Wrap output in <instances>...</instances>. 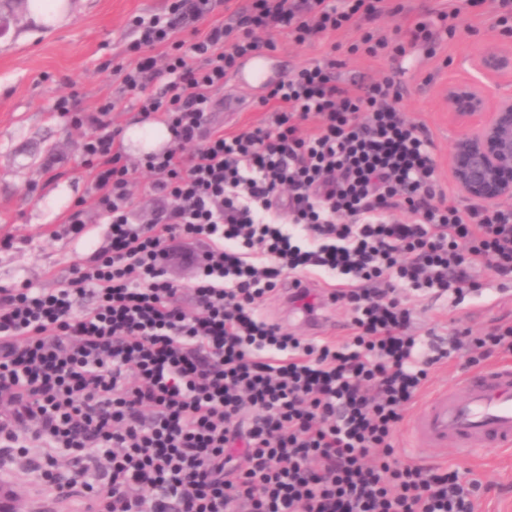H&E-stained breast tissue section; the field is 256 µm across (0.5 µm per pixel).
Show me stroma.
Segmentation results:
<instances>
[{"instance_id":"35a3bbf8","label":"stroma","mask_w":512,"mask_h":512,"mask_svg":"<svg viewBox=\"0 0 512 512\" xmlns=\"http://www.w3.org/2000/svg\"><path fill=\"white\" fill-rule=\"evenodd\" d=\"M170 0H78L68 21L59 26H38L29 16L11 21L0 38V288L31 281L55 287L69 277L73 264L85 256L91 243L101 241L106 224L87 225L82 238L66 236L60 219L79 200H90L88 170L81 154L82 130L71 126L68 112L91 114L105 93L132 99L115 71L128 66L134 35L130 20L137 15L167 12ZM393 14L369 22L354 17L342 30L323 41L299 45L287 32L273 34L269 53L271 79H278L299 65L336 53V75L349 83L385 75L398 76L404 86L401 106L408 120L425 124L436 146L437 178L440 186L462 209L469 203L459 197L448 172L455 130L439 106L441 87L449 77L472 74V64L488 45L512 40V29L496 23L497 0H484L478 7L459 0L456 35L440 38L434 52L419 49L406 59L374 58L350 52L360 33L393 34L410 23L426 21L432 12L448 7V0H391ZM263 87L241 86L226 81L220 100L251 101V108L227 116L217 108L211 119L232 131L264 124L268 112L258 108ZM64 112H57V104ZM474 278L481 291L470 294L461 305L451 298L431 300L404 293L413 311V331L424 336L435 333L449 338L454 327L480 333L492 319L512 325V300L500 301L497 290L512 289V279L487 269ZM425 465H453L468 479L488 486L479 512H512V452L485 448L470 455L455 450H424L413 456ZM15 489L21 512H68V503L56 500L55 492L36 485L30 474L17 473Z\"/></svg>"}]
</instances>
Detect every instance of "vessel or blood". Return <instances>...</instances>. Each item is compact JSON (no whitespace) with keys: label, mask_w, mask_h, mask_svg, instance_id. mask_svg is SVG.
Masks as SVG:
<instances>
[{"label":"vessel or blood","mask_w":512,"mask_h":512,"mask_svg":"<svg viewBox=\"0 0 512 512\" xmlns=\"http://www.w3.org/2000/svg\"><path fill=\"white\" fill-rule=\"evenodd\" d=\"M413 448L455 445L463 454L512 448V363L471 370L453 388L426 397L411 418Z\"/></svg>","instance_id":"b4317fda"}]
</instances>
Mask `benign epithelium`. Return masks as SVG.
<instances>
[{
    "label": "benign epithelium",
    "instance_id": "obj_1",
    "mask_svg": "<svg viewBox=\"0 0 512 512\" xmlns=\"http://www.w3.org/2000/svg\"><path fill=\"white\" fill-rule=\"evenodd\" d=\"M474 67L484 81L451 79L440 91L456 129L448 166L459 193L479 205L512 200V94L499 92L512 75V50L488 46Z\"/></svg>",
    "mask_w": 512,
    "mask_h": 512
}]
</instances>
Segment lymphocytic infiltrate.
I'll use <instances>...</instances> for the list:
<instances>
[{"instance_id": "1", "label": "lymphocytic infiltrate", "mask_w": 512, "mask_h": 512, "mask_svg": "<svg viewBox=\"0 0 512 512\" xmlns=\"http://www.w3.org/2000/svg\"><path fill=\"white\" fill-rule=\"evenodd\" d=\"M209 11L173 0L131 22L121 81L143 117L162 116L168 147L128 164L112 126L120 96L72 118L88 128L81 149L108 230L56 287L0 289V471L25 464L58 499L103 512H477V482L403 459L395 442L437 365L466 348L511 356L512 326L418 336L397 293L460 302L475 269L511 277L512 211L459 209L400 82L348 89L327 56L271 85L266 126L212 124L225 78L268 48L255 30L309 43L356 13L376 20L388 0H251L224 21ZM407 34L360 41L404 57L435 38L422 21ZM140 168L161 202L146 224ZM174 259L195 267L189 288L168 277ZM316 275L338 282L329 298L350 311L345 339L297 336L261 313L282 293L316 314L305 286Z\"/></svg>"}]
</instances>
